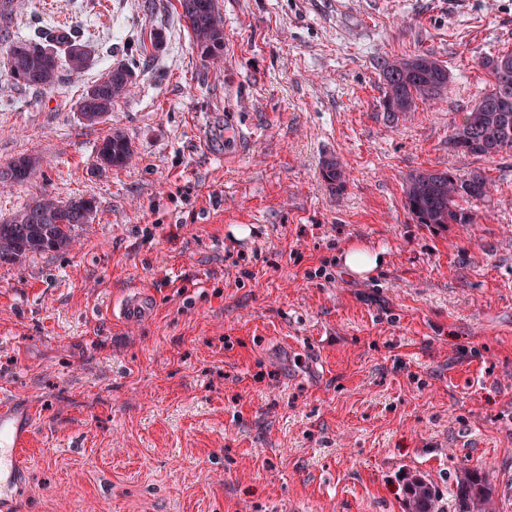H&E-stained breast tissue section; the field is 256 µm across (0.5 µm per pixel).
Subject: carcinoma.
Returning a JSON list of instances; mask_svg holds the SVG:
<instances>
[{"label": "carcinoma", "mask_w": 512, "mask_h": 512, "mask_svg": "<svg viewBox=\"0 0 512 512\" xmlns=\"http://www.w3.org/2000/svg\"><path fill=\"white\" fill-rule=\"evenodd\" d=\"M182 17L190 27L195 45L203 58H214L224 50V17L216 0H178ZM21 51L6 60L16 82L36 89L50 88L59 78V56L55 47H64L65 63L71 74L78 75L91 63L87 44L76 31L44 32L18 41ZM428 53L414 57L418 67L405 70L406 60L380 63L386 85L382 100L383 114L393 123L412 111L416 100L437 98L448 87V70L440 63L430 67ZM500 58L512 61V50L482 61L491 75L489 89L470 109L448 141V148L461 152L458 143L470 145L467 153L491 158L512 150V65L503 69L495 65ZM132 70L124 65L109 69L89 87L79 101V115L102 117L112 111L114 101L125 95L133 84ZM134 157L127 135L115 131L97 147V160L104 168H121ZM322 176L342 192L346 171L331 157L324 161ZM490 183L481 170L460 176L451 170H422L409 174L403 185L404 207L419 224H471L474 215L463 203L480 201L488 196ZM97 210L94 200L74 197L60 201L50 195L27 205L19 213L0 220V262L19 264L30 257L69 247L76 230L91 221L89 212ZM408 512H444L439 490L425 477L415 475L405 485ZM453 512H497L494 490L484 471L468 468L456 478L452 491Z\"/></svg>", "instance_id": "1"}]
</instances>
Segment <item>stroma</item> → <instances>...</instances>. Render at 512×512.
Returning <instances> with one entry per match:
<instances>
[{"label": "stroma", "mask_w": 512, "mask_h": 512, "mask_svg": "<svg viewBox=\"0 0 512 512\" xmlns=\"http://www.w3.org/2000/svg\"><path fill=\"white\" fill-rule=\"evenodd\" d=\"M217 2L208 62L177 0H15L12 36L71 26L93 61L36 90L0 56V169L37 160L0 219L44 195L97 211L69 248L0 264V400L35 415L0 512H405V475L445 492L473 467L512 512V151L448 150L482 60L512 50V0ZM422 53L447 90L387 122L380 61ZM130 59L135 84L81 124ZM116 129L135 156L100 168ZM448 168L484 171L488 198L416 223L405 176ZM350 246L382 266L349 275ZM138 291L154 316L115 320ZM132 76V70L124 64L111 67L83 94L78 105L79 115L84 118L107 116L114 101L129 91ZM322 176L336 192L340 193L345 189L346 171L337 159L331 157L324 161Z\"/></svg>", "instance_id": "1"}]
</instances>
